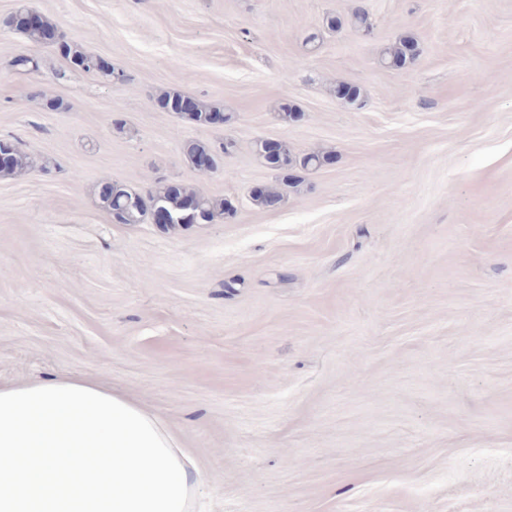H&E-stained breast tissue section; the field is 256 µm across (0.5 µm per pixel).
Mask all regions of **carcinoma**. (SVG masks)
Listing matches in <instances>:
<instances>
[{
	"label": "carcinoma",
	"instance_id": "obj_1",
	"mask_svg": "<svg viewBox=\"0 0 512 512\" xmlns=\"http://www.w3.org/2000/svg\"><path fill=\"white\" fill-rule=\"evenodd\" d=\"M29 14H31V10L23 7L8 18L5 25L20 32L34 44L57 45L71 71L97 75L113 84H124L128 81L126 72L120 67L112 66L106 70L95 69L93 60L96 54L65 39L56 25L46 18L38 15L35 24L24 23L23 17ZM323 25L331 32H339L345 25L362 32L372 29L369 14L360 6L352 11L347 21L344 22L335 16H328L324 19ZM419 53L418 41L412 35L404 33L384 49L380 62L390 69H403L412 65ZM67 71L55 72V78L60 81L65 80ZM335 92L336 98L345 104L356 108L362 107L363 93L358 86L338 82ZM187 98L188 95L184 93L168 91L158 95L155 98V103L167 112L181 115L185 113L181 109V103ZM192 102V109L185 114L200 125H210L214 116L224 113V107L220 105L207 103L195 97L192 98ZM235 150L236 143L232 140L222 142L217 150L197 141H188L182 147L183 155L191 165L199 166V160L206 157L210 160V170L212 171L218 168L219 156L230 157ZM0 151L6 154V160L0 163V175L12 176L26 172L33 167L30 156L13 142L9 144L0 142ZM256 152L269 168L283 174V180L289 187L298 184V179L292 175V172L320 168L332 157L329 152L298 154L287 146L283 153L273 161L267 155L263 141L256 144ZM98 197L102 208L105 209L114 224H141L151 217V213L157 206L163 208L169 215L166 227L173 228L177 225L192 224L194 220L187 218L185 214V202L188 200L196 204L203 224L211 223L233 213V207L228 201L206 196L198 190L182 184L159 183L155 188L142 193L119 183L105 182L99 187ZM251 199L258 207L274 208L284 201L285 195L279 189L264 187L252 193Z\"/></svg>",
	"mask_w": 512,
	"mask_h": 512
}]
</instances>
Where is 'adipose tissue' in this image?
<instances>
[{
  "mask_svg": "<svg viewBox=\"0 0 512 512\" xmlns=\"http://www.w3.org/2000/svg\"><path fill=\"white\" fill-rule=\"evenodd\" d=\"M200 480L124 394L67 374L0 386V512H195Z\"/></svg>",
  "mask_w": 512,
  "mask_h": 512,
  "instance_id": "obj_1",
  "label": "adipose tissue"
}]
</instances>
